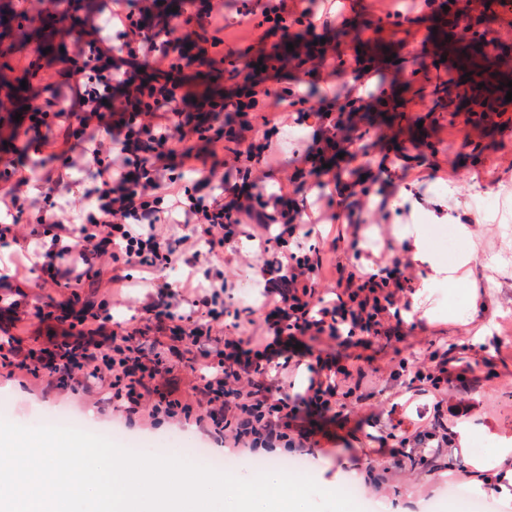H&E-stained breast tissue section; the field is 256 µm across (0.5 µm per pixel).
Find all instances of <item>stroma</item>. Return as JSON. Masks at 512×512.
<instances>
[{"mask_svg":"<svg viewBox=\"0 0 512 512\" xmlns=\"http://www.w3.org/2000/svg\"><path fill=\"white\" fill-rule=\"evenodd\" d=\"M390 7V0H347L346 32L319 26L303 34L297 48L327 53L348 66L360 60L384 70L385 99L373 103L369 116L356 117L355 133L366 143L380 140L389 152L406 148L428 178L422 185L401 183L387 218L362 225L356 247L344 242L330 248L327 224L312 225L298 243L319 249L325 271L339 262L368 269L385 250L413 255L414 234H429L440 223L441 210L454 209L471 222L466 232L456 233L455 251L429 244L427 262H415L411 307L401 313L399 339L379 336L348 350L367 371L362 392L384 393L388 405L346 419L314 411L305 425L318 443L309 460L321 488L342 490L353 481L365 502L384 503L386 512H432L443 485L482 488L485 476L501 472L503 449L512 448V101H495L488 110L460 96L453 84L455 70L434 44L422 41L424 32L443 34L436 15L377 25V17ZM458 7L479 33L471 48L511 65L512 25L488 24L473 0H458ZM390 53L395 56L391 62L386 59ZM462 253L468 263L456 279H447L446 269ZM432 346L447 352L448 377L463 382V396L473 410L459 421L455 442L439 449L436 472L408 480L397 449L379 446L377 438L397 422L412 427L418 410L431 407L433 399L407 400L400 383L389 380L386 366L394 355L413 361ZM392 403L406 404L404 417L390 413ZM21 407L32 411L31 425H40L41 414L69 410L100 431L119 427L143 448L178 432L195 433L187 425L154 426L145 417L130 422L110 408L86 405L82 396L63 398L0 377V418L17 422Z\"/></svg>","mask_w":512,"mask_h":512,"instance_id":"obj_1","label":"stroma"}]
</instances>
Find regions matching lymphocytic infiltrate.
I'll use <instances>...</instances> for the list:
<instances>
[{
    "label": "lymphocytic infiltrate",
    "mask_w": 512,
    "mask_h": 512,
    "mask_svg": "<svg viewBox=\"0 0 512 512\" xmlns=\"http://www.w3.org/2000/svg\"><path fill=\"white\" fill-rule=\"evenodd\" d=\"M337 0H306L289 17L284 0L224 15L223 0H111L102 25L79 30L61 69L38 77L45 97L16 132L21 154L0 157V369L7 380L81 392L93 406L125 417L148 415L192 425L231 452L307 448L310 410L348 415L366 401L363 367L317 354L334 343L356 346L385 333V319L412 286L410 259L374 270L336 268L333 299L319 292L318 251H294L304 223L298 197L308 182L326 207L341 205L352 229L380 223L399 181L421 180L407 154L399 167L352 151L346 117L368 111L382 93L375 71L357 65L333 84L322 55L282 53L299 30L345 20ZM233 26L278 49L269 85L254 79L249 49L225 48ZM228 86L200 97L197 79L223 69ZM308 80L310 91L294 84ZM310 110L320 122L302 158L281 162L275 191L266 181L270 116ZM343 153L348 180L329 176L327 150ZM379 184L370 196L369 184ZM255 224L253 256L263 284V336H240L224 323V278L199 279V262H223L243 221ZM186 266L183 280L166 271ZM132 308L117 322L109 305ZM316 348L297 351L304 340ZM185 350H177V343ZM308 383L292 392L289 362ZM405 390L432 396V411L398 446L416 448L406 477L434 469L429 451L451 442L471 407L448 380L446 359L389 365Z\"/></svg>",
    "instance_id": "1"
}]
</instances>
